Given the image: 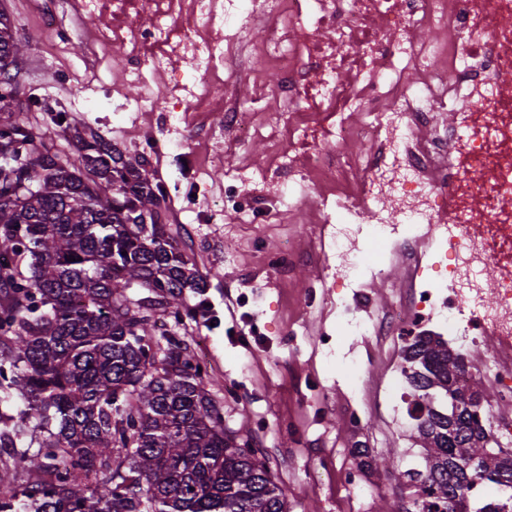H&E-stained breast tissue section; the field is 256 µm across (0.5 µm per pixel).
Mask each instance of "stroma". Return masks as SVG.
Here are the masks:
<instances>
[{
	"label": "stroma",
	"instance_id": "stroma-1",
	"mask_svg": "<svg viewBox=\"0 0 512 512\" xmlns=\"http://www.w3.org/2000/svg\"><path fill=\"white\" fill-rule=\"evenodd\" d=\"M60 43L45 44L29 0H0L30 43L19 61L20 102L37 97L29 114L43 123L65 111L112 142L126 157L145 158L167 192L165 222L180 248L207 277L210 319L175 327L192 355H204L208 388L224 406L227 429L250 436L267 459L290 512H403L411 491L374 473L373 459L393 452L401 468L421 466L416 423L394 416L393 387L409 391L404 362L384 339L350 336L346 318L377 322L408 287L410 268L398 253L373 256L369 270L337 287L340 260L320 249L334 225L323 223L315 196L298 208L279 201L275 164L267 142L253 137L245 155L224 133V115L186 125L167 112H136L129 105L140 88L124 84L125 51L102 54L94 39L99 16L77 0H52ZM211 93L250 101L279 83L270 67L256 72L244 59L226 58ZM242 167L245 182L225 179ZM247 195L246 223L224 206ZM291 251L296 260L282 271L268 255ZM359 373H351V363ZM364 409L360 425L346 418L349 405ZM360 467L363 492L346 487L341 471Z\"/></svg>",
	"mask_w": 512,
	"mask_h": 512
}]
</instances>
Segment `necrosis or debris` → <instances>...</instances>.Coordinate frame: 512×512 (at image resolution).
<instances>
[{"instance_id":"obj_1","label":"necrosis or debris","mask_w":512,"mask_h":512,"mask_svg":"<svg viewBox=\"0 0 512 512\" xmlns=\"http://www.w3.org/2000/svg\"><path fill=\"white\" fill-rule=\"evenodd\" d=\"M82 7L102 17L95 39L104 49H128L126 83L143 82L151 69L165 79L180 121L218 111L236 123L239 103H214L206 85L224 62L225 43L275 63L281 91L257 110L269 119L286 175L282 205L295 207L310 193L335 201L332 242L349 279L365 270L353 235L409 254L420 225H444L430 266L447 277L454 303L444 309L416 291L409 312L388 316L381 333L398 348L437 315L473 348L476 337L461 326L495 330L501 347L480 362L495 374L498 401L512 404V91L495 82L512 67V0H83ZM423 26L443 40L417 42ZM224 27L230 37L220 36ZM324 29L331 36L322 40ZM177 58L192 61L193 76L174 68ZM350 64L369 75L366 85L343 81ZM441 112L450 116L444 128L436 123ZM356 137L384 149L351 159L345 146ZM390 171L407 208L398 221L361 225L376 181ZM491 267L499 276L488 307L483 276Z\"/></svg>"}]
</instances>
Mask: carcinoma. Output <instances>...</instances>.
Returning a JSON list of instances; mask_svg holds the SVG:
<instances>
[{
  "label": "carcinoma",
  "mask_w": 512,
  "mask_h": 512,
  "mask_svg": "<svg viewBox=\"0 0 512 512\" xmlns=\"http://www.w3.org/2000/svg\"><path fill=\"white\" fill-rule=\"evenodd\" d=\"M26 47L0 11V78L14 79ZM50 122L78 163L34 138L0 92V512H288L267 462L224 427L203 365L175 336L154 339L162 319L209 314L206 300L184 301L206 281L166 231L162 181L67 113ZM403 359L425 465L398 477L446 512H503L471 510L466 460L498 485L512 454L489 447L476 417L487 399L461 383L464 360L422 334ZM436 388L472 411H438Z\"/></svg>",
  "instance_id": "obj_1"
}]
</instances>
